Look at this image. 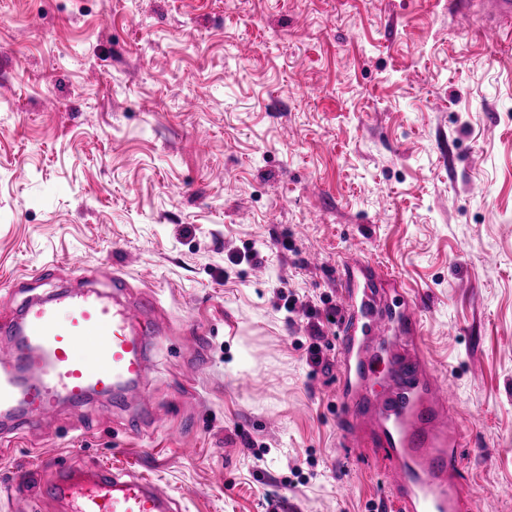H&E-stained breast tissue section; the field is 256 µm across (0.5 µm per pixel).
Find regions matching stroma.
Returning a JSON list of instances; mask_svg holds the SVG:
<instances>
[{"instance_id":"35a3bbf8","label":"stroma","mask_w":512,"mask_h":512,"mask_svg":"<svg viewBox=\"0 0 512 512\" xmlns=\"http://www.w3.org/2000/svg\"><path fill=\"white\" fill-rule=\"evenodd\" d=\"M1 101L0 321L118 276L127 302L157 298L160 336L149 407L98 398L0 429V512H61L12 490L54 460L140 473L182 512H395L387 461L343 443L336 327L306 331L356 244L422 310L472 512H512V19L495 0H0Z\"/></svg>"}]
</instances>
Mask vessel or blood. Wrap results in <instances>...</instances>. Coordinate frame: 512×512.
Returning a JSON list of instances; mask_svg holds the SVG:
<instances>
[{"instance_id":"vessel-or-blood-1","label":"vessel or blood","mask_w":512,"mask_h":512,"mask_svg":"<svg viewBox=\"0 0 512 512\" xmlns=\"http://www.w3.org/2000/svg\"><path fill=\"white\" fill-rule=\"evenodd\" d=\"M343 269L336 376L339 413L352 424L346 446L364 448L359 428L372 426L374 446L395 476L396 512H468L473 493L460 477L465 443L454 386L434 379L419 347L402 346L420 334V310L402 317L383 307L376 286L384 273L358 250ZM0 331L20 339L0 358V419L21 412L31 425L59 402L79 406L94 393L132 391L148 369L146 345L157 338L143 310L92 290L31 298ZM378 358L388 365L387 384L372 394L367 384ZM38 494L62 512H179L158 484L110 469L56 468Z\"/></svg>"}]
</instances>
